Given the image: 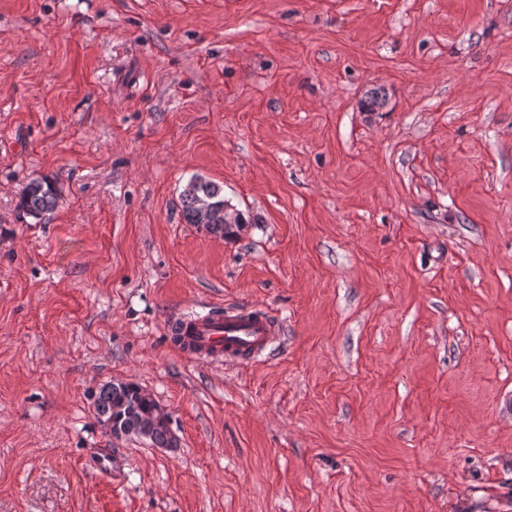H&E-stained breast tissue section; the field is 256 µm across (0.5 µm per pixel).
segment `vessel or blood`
Here are the masks:
<instances>
[{
	"label": "vessel or blood",
	"mask_w": 512,
	"mask_h": 512,
	"mask_svg": "<svg viewBox=\"0 0 512 512\" xmlns=\"http://www.w3.org/2000/svg\"><path fill=\"white\" fill-rule=\"evenodd\" d=\"M168 331L170 336L181 337L180 348L192 359L240 364L262 354L280 335L279 325L257 306L177 317L170 321Z\"/></svg>",
	"instance_id": "vessel-or-blood-1"
}]
</instances>
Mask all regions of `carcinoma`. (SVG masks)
<instances>
[{"label":"carcinoma","mask_w":512,"mask_h":512,"mask_svg":"<svg viewBox=\"0 0 512 512\" xmlns=\"http://www.w3.org/2000/svg\"><path fill=\"white\" fill-rule=\"evenodd\" d=\"M199 197L210 198L215 207L212 222L200 224V228L216 238L235 236L239 225L226 224L221 220V212L228 207L223 188L201 177L191 178L182 191V217L185 223L199 224ZM57 200L52 182L42 178L32 181L26 187L20 206L26 214L39 219L54 210ZM94 412L98 419L111 423L112 436L115 438L138 437L158 448H171L174 445L173 434L163 422L157 401L136 383L113 382L100 388L94 400Z\"/></svg>","instance_id":"carcinoma-1"}]
</instances>
